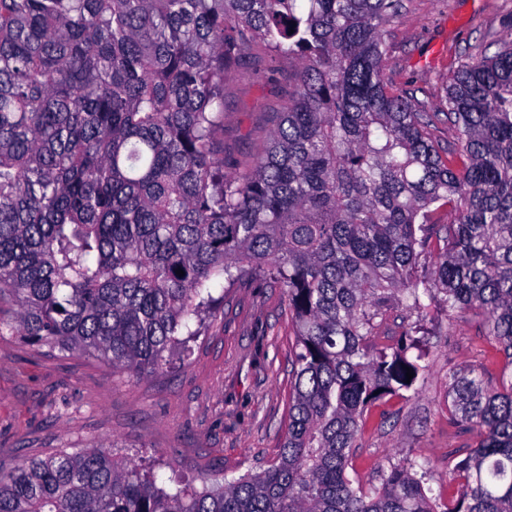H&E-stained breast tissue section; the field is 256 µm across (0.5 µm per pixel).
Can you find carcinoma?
I'll use <instances>...</instances> for the list:
<instances>
[{
  "label": "carcinoma",
  "instance_id": "carcinoma-1",
  "mask_svg": "<svg viewBox=\"0 0 512 512\" xmlns=\"http://www.w3.org/2000/svg\"><path fill=\"white\" fill-rule=\"evenodd\" d=\"M402 9L0 0V335L143 376L189 351L221 303L212 279L250 278L283 288L297 346L269 467L171 492L97 447L60 451L0 474V512H512V35L450 75L463 145L444 159L433 115L384 73ZM257 58L295 81L228 172L224 90ZM399 309L401 337L378 344ZM464 310L503 375L449 373L448 418L478 435L448 450L455 491L416 458L354 485L364 415L428 370L427 317Z\"/></svg>",
  "mask_w": 512,
  "mask_h": 512
}]
</instances>
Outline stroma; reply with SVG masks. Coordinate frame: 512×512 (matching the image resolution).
Listing matches in <instances>:
<instances>
[{"instance_id": "stroma-1", "label": "stroma", "mask_w": 512, "mask_h": 512, "mask_svg": "<svg viewBox=\"0 0 512 512\" xmlns=\"http://www.w3.org/2000/svg\"><path fill=\"white\" fill-rule=\"evenodd\" d=\"M512 0H406L389 30L384 62L393 87L415 90L434 113L431 138L440 153L461 150L458 129L439 108L445 79L465 49L496 52ZM288 73L252 71L229 80L224 97V156L247 164L266 143L271 108L285 99ZM214 316L170 367L133 377L84 353H58L0 336V472L24 459L90 446L116 459L135 457L158 486L171 479L213 484L276 462L288 428L295 324L280 288L252 280L225 287ZM431 367L419 392L385 398L366 413L356 436L350 478L374 483L388 459L416 456L431 465L432 488L451 493L448 451L474 445V433L448 419L450 371L481 369L498 381L502 365L482 334V316L458 313L433 326Z\"/></svg>"}]
</instances>
